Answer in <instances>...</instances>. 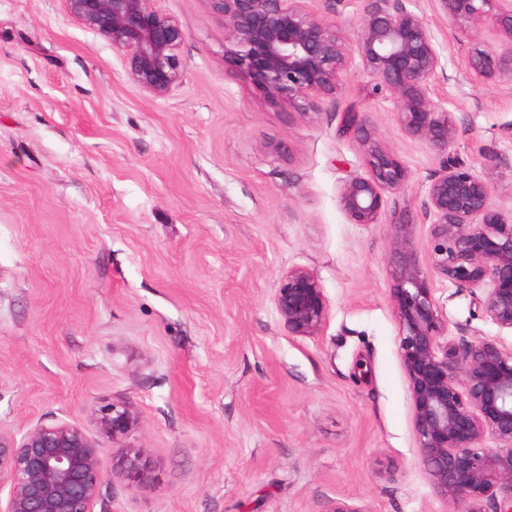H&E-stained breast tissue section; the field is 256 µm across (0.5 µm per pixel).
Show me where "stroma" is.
I'll return each mask as SVG.
<instances>
[{"instance_id": "35a3bbf8", "label": "stroma", "mask_w": 512, "mask_h": 512, "mask_svg": "<svg viewBox=\"0 0 512 512\" xmlns=\"http://www.w3.org/2000/svg\"><path fill=\"white\" fill-rule=\"evenodd\" d=\"M186 34L180 77L155 98L128 78L123 51L64 0H0V430L93 411L139 414L154 482L112 478L95 512H454L419 454L390 298L394 228L350 223L344 179L364 148L339 137L366 113L409 172L412 239L429 248L422 204L441 159L402 130L390 91L351 67L301 115L270 105L224 69L223 18L208 0H159ZM366 0H312L352 35ZM414 10L442 47L432 98L451 112L452 153L512 210V74L468 73L435 0ZM302 266L329 302L317 335L288 333L271 296ZM458 344L512 347L478 316L482 291L432 276Z\"/></svg>"}]
</instances>
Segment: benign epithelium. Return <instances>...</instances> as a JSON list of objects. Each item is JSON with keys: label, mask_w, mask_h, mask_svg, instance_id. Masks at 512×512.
Instances as JSON below:
<instances>
[{"label": "benign epithelium", "mask_w": 512, "mask_h": 512, "mask_svg": "<svg viewBox=\"0 0 512 512\" xmlns=\"http://www.w3.org/2000/svg\"><path fill=\"white\" fill-rule=\"evenodd\" d=\"M87 28L125 52L130 81L164 97L180 75L177 49L186 38L158 0H64ZM224 18V61L273 105L301 114L316 109L360 66L377 90L390 91L403 129L427 140L441 157L424 213L431 218L428 259L442 278L482 288L484 317L512 330V217L495 204L487 182L448 152L457 127L430 96L447 78L436 37L408 7L412 0H369L354 38L310 9L309 0H209ZM461 36L490 24L501 53L475 49L465 61L480 76L512 68V0H436ZM339 134H354L365 151L367 174L343 181L339 204L353 224H380L387 194L405 191L409 173L382 145L368 116L344 113ZM394 285L390 297L400 324V357L412 402L420 459L434 487L454 504L481 512L484 500L512 512V349L484 339L459 347L441 341L448 326L411 237L410 210L393 213ZM288 333L315 336L329 304L318 278L305 267L283 272L272 295ZM97 434L67 421L39 423L21 436L0 431V512H94L109 477L141 491L153 481L147 450L126 443L140 417L125 402L95 410ZM493 437L497 446L486 448Z\"/></svg>", "instance_id": "1"}]
</instances>
